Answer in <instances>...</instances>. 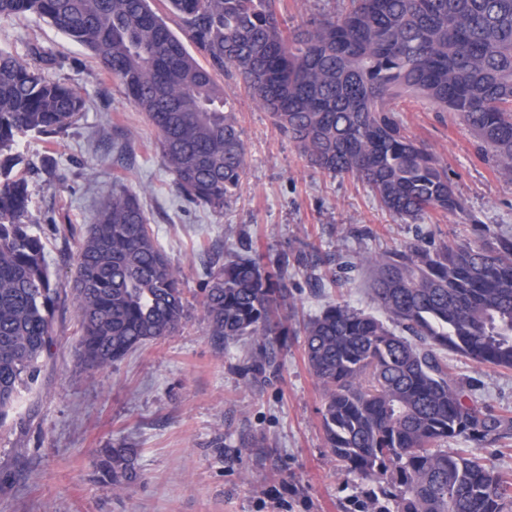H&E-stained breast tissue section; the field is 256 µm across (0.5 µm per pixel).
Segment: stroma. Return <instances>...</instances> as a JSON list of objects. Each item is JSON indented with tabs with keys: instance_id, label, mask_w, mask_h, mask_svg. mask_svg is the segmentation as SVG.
Listing matches in <instances>:
<instances>
[{
	"instance_id": "obj_1",
	"label": "stroma",
	"mask_w": 512,
	"mask_h": 512,
	"mask_svg": "<svg viewBox=\"0 0 512 512\" xmlns=\"http://www.w3.org/2000/svg\"><path fill=\"white\" fill-rule=\"evenodd\" d=\"M349 0H281L289 23L339 15ZM38 43L72 61L68 77L90 108L54 145L20 142L25 164L54 162L53 175L30 179L32 213L60 288L70 289L87 225L113 191L136 192L191 306L182 328L105 369L84 367L73 300L55 313L52 347L31 388L0 423V512H347L371 483L343 470L321 426L323 391L295 334L303 322L342 300L373 311L365 271L300 268L282 313L291 335L278 339L280 371L263 385L240 374L257 351L253 337L216 348L200 300L205 255L224 259L248 246L261 263L282 250L315 248L333 256L395 249L422 234L439 243L512 233V176L485 164L468 127L422 102L395 101L408 136L446 165L462 214L429 212L415 222L385 211L353 176L307 164L295 144L240 87L224 94L247 146L241 184L223 213L183 199L163 165L157 134L80 44L33 15L0 20V48L21 53ZM322 278L313 288L311 275ZM476 387L478 403L512 417V370L450 359ZM125 443L137 451L139 478L121 490L97 479L98 452Z\"/></svg>"
}]
</instances>
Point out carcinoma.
I'll return each instance as SVG.
<instances>
[{
    "label": "carcinoma",
    "instance_id": "obj_1",
    "mask_svg": "<svg viewBox=\"0 0 512 512\" xmlns=\"http://www.w3.org/2000/svg\"><path fill=\"white\" fill-rule=\"evenodd\" d=\"M202 64L150 0H0V19L35 15L85 47L155 128L182 195L222 213L245 168L246 147L218 76L231 73L315 168L363 181L391 214L465 210L448 168L404 135L391 108L425 100L459 118L482 159L512 174V0H350V9L290 30L278 0H168ZM66 61L35 44L0 50V420L50 351L59 290L34 231L29 183L13 174L19 138L48 145L89 108L80 88L48 71ZM233 253L210 261L202 307L218 348L252 336L243 372L258 384L278 368L288 269ZM372 300L385 318L346 302L302 330L308 368L324 392L326 446L347 472L382 479L356 512H512V476L480 449L512 434V417L475 400L448 353L512 369V234L368 256ZM73 298L79 357L104 369L176 332L186 317L178 271L138 194L122 188L85 230ZM462 444L448 447L449 441ZM135 450L102 449L98 480L124 488Z\"/></svg>",
    "mask_w": 512,
    "mask_h": 512
}]
</instances>
